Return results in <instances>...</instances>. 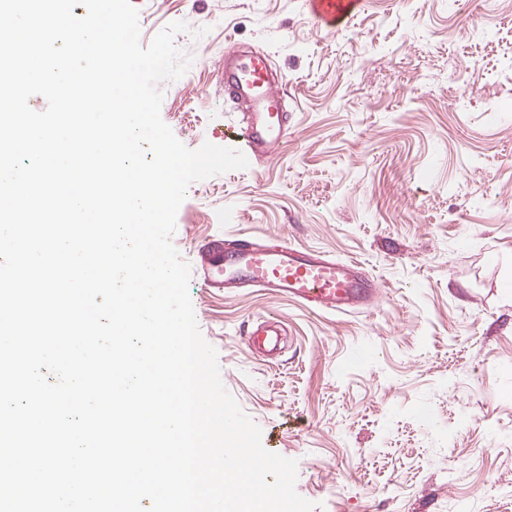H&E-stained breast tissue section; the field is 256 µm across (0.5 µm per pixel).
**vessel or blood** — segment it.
Masks as SVG:
<instances>
[{"label":"vessel or blood","instance_id":"vessel-or-blood-1","mask_svg":"<svg viewBox=\"0 0 512 512\" xmlns=\"http://www.w3.org/2000/svg\"><path fill=\"white\" fill-rule=\"evenodd\" d=\"M305 5L315 19L335 28L348 24L365 0H305ZM224 91L247 105L238 136L249 163L270 159L288 140V114L267 57L226 53ZM194 250L198 278L212 292L258 288L323 314L367 308L378 296L375 281L356 264L285 241L269 243L250 235L228 241L204 238ZM282 334L277 318L261 319L251 328L249 348L274 352Z\"/></svg>","mask_w":512,"mask_h":512}]
</instances>
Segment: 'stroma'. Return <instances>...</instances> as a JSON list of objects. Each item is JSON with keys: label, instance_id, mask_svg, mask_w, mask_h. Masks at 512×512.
Wrapping results in <instances>:
<instances>
[{"label": "stroma", "instance_id": "obj_1", "mask_svg": "<svg viewBox=\"0 0 512 512\" xmlns=\"http://www.w3.org/2000/svg\"><path fill=\"white\" fill-rule=\"evenodd\" d=\"M140 42L168 24L193 57L161 85L188 148L230 146L243 109L226 51L280 74L288 141L268 163L192 183L172 242L273 236L360 261L372 307L319 315L260 291L205 292L198 326L314 512H512V0H367L342 29L305 0H131ZM208 32L193 38L200 27ZM262 315L287 336L245 345Z\"/></svg>", "mask_w": 512, "mask_h": 512}]
</instances>
